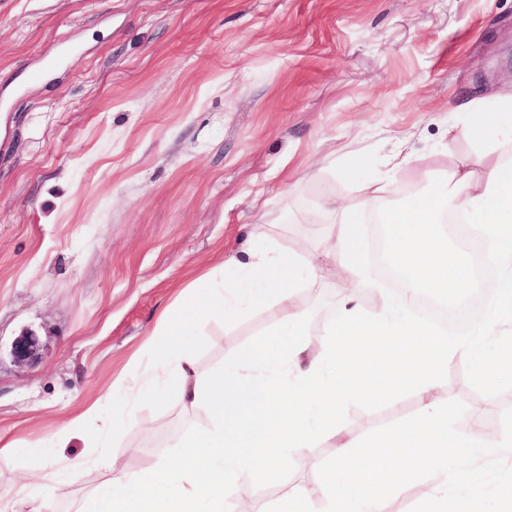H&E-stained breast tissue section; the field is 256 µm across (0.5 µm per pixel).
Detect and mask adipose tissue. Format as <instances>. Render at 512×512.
Segmentation results:
<instances>
[{
    "label": "adipose tissue",
    "instance_id": "adipose-tissue-1",
    "mask_svg": "<svg viewBox=\"0 0 512 512\" xmlns=\"http://www.w3.org/2000/svg\"><path fill=\"white\" fill-rule=\"evenodd\" d=\"M447 200L479 224L483 261L500 272L481 332L451 340L414 314L422 297L457 304L476 285L467 249L451 246L440 222ZM386 222L387 255L400 273L398 297L373 292L360 251L363 227L350 220L329 229L320 252L256 245L238 279L215 289L208 302L183 296L191 328L214 312L235 320L248 305L272 316L278 339L235 352L223 368L203 372L192 350L169 347L177 316L162 318L146 345L153 370L176 385L184 409H204L208 424L181 442L174 461L139 473L125 472L112 454L99 450L93 465L108 480L78 512H255L238 493L240 481L274 483L291 465L319 471L324 512H402L410 494L421 512H482L477 500L452 493L483 479L462 464L497 455L512 441L488 436L476 413L468 429H450L452 404L443 376L449 362L463 359L487 388L512 383V338L494 349L487 342L512 325V161L450 171L436 192L393 210ZM328 261L338 270L337 307L321 335L309 337L304 327L311 314L296 305L293 293L315 287ZM368 292L375 295L369 312L354 302L356 294ZM407 390L417 399L414 416L363 440L346 433V404L390 401ZM322 440L336 448L328 461L289 459V449ZM427 472L432 481H423Z\"/></svg>",
    "mask_w": 512,
    "mask_h": 512
}]
</instances>
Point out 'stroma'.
<instances>
[{
    "mask_svg": "<svg viewBox=\"0 0 512 512\" xmlns=\"http://www.w3.org/2000/svg\"><path fill=\"white\" fill-rule=\"evenodd\" d=\"M509 77L512 0H0V482L90 458L162 313L235 280L228 259L254 240L314 250L359 183L381 181L389 207L399 187L425 192L401 160L440 174L511 151L502 133L448 141L474 112L512 128ZM273 327L261 311L212 316L199 368ZM27 331L39 354L20 364L11 344ZM445 381L451 429L477 407L512 433V385L480 391L461 360ZM138 408L146 429L101 439L131 473L206 423L172 386ZM414 411L407 393L351 403L343 421L363 438ZM293 485L320 507L310 470L240 490L263 506Z\"/></svg>",
    "mask_w": 512,
    "mask_h": 512,
    "instance_id": "stroma-1",
    "label": "stroma"
}]
</instances>
